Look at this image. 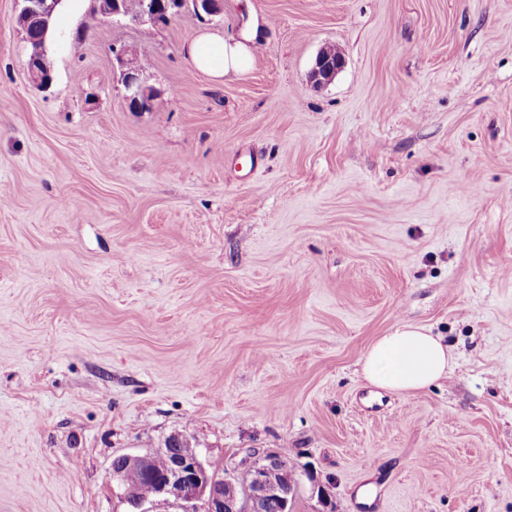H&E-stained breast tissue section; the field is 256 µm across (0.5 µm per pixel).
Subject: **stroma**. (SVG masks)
<instances>
[{
  "mask_svg": "<svg viewBox=\"0 0 512 512\" xmlns=\"http://www.w3.org/2000/svg\"><path fill=\"white\" fill-rule=\"evenodd\" d=\"M223 4L69 0L42 90L0 0V512H128L113 458L175 433L227 478L278 455L290 512H512V0ZM253 18L246 75L191 68ZM405 322L457 365L376 391ZM180 4V0H144L139 21L143 24H158L162 16L169 19L176 15ZM168 19L162 22H167ZM112 52L115 54L117 63L121 69V83L125 91V100L130 107L138 111H151L157 92L141 79V70L137 67H133L132 62L134 60L135 65L140 67L135 54L128 49H120L119 51L113 50ZM343 64L342 58L336 57L335 59L329 50L324 49L315 59L311 72L312 78L318 83L327 82L342 68Z\"/></svg>",
  "mask_w": 512,
  "mask_h": 512,
  "instance_id": "stroma-1",
  "label": "stroma"
}]
</instances>
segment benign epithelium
<instances>
[{
    "label": "benign epithelium",
    "instance_id": "1",
    "mask_svg": "<svg viewBox=\"0 0 512 512\" xmlns=\"http://www.w3.org/2000/svg\"><path fill=\"white\" fill-rule=\"evenodd\" d=\"M18 18L21 22L32 20L49 24L62 0H17ZM176 0H143L139 21L155 25L161 18H171L179 11ZM101 14L112 20L124 16L122 0H99ZM27 76L38 88L46 89L53 82V70L41 44L27 40ZM121 69V83L125 100L130 107L149 112L156 99V90L141 79V70L133 66L135 54L128 49L113 51ZM342 58H333L329 50L321 51L312 68V78L327 82L342 68ZM281 459L266 453L248 466L250 486L245 497H240L235 480L218 478L209 473L198 454H174L167 476L157 483L156 493L151 500H142L127 492L131 512H267L271 503L276 502L286 509L292 491L272 483L269 470L280 465Z\"/></svg>",
    "mask_w": 512,
    "mask_h": 512
}]
</instances>
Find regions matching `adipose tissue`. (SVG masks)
<instances>
[{"mask_svg": "<svg viewBox=\"0 0 512 512\" xmlns=\"http://www.w3.org/2000/svg\"><path fill=\"white\" fill-rule=\"evenodd\" d=\"M264 29L251 24L240 36L203 32L188 43L191 67L215 81L246 73L255 61ZM457 359L441 337L422 325L399 323L377 337L358 360V372L372 387L408 393L432 386L453 372Z\"/></svg>", "mask_w": 512, "mask_h": 512, "instance_id": "adipose-tissue-1", "label": "adipose tissue"}]
</instances>
